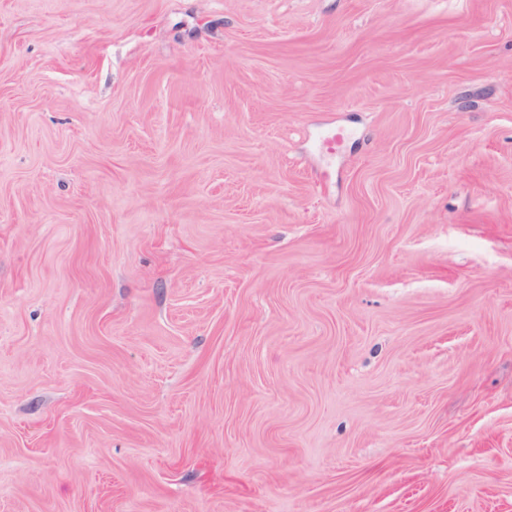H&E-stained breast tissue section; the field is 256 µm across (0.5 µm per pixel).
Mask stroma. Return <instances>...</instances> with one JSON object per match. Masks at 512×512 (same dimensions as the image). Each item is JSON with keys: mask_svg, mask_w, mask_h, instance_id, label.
<instances>
[{"mask_svg": "<svg viewBox=\"0 0 512 512\" xmlns=\"http://www.w3.org/2000/svg\"><path fill=\"white\" fill-rule=\"evenodd\" d=\"M0 512H512V0H0Z\"/></svg>", "mask_w": 512, "mask_h": 512, "instance_id": "35a3bbf8", "label": "stroma"}]
</instances>
